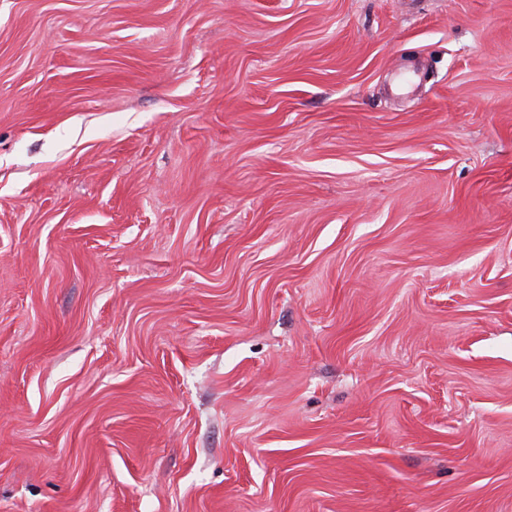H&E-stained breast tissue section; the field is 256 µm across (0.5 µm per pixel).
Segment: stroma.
Listing matches in <instances>:
<instances>
[{
	"mask_svg": "<svg viewBox=\"0 0 512 512\" xmlns=\"http://www.w3.org/2000/svg\"><path fill=\"white\" fill-rule=\"evenodd\" d=\"M0 512H512V0H0Z\"/></svg>",
	"mask_w": 512,
	"mask_h": 512,
	"instance_id": "35a3bbf8",
	"label": "stroma"
}]
</instances>
